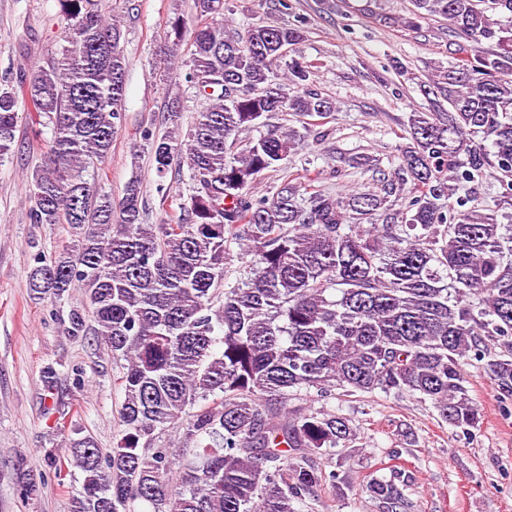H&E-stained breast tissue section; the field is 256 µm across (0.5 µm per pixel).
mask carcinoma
Listing matches in <instances>:
<instances>
[{
    "mask_svg": "<svg viewBox=\"0 0 512 512\" xmlns=\"http://www.w3.org/2000/svg\"><path fill=\"white\" fill-rule=\"evenodd\" d=\"M480 2L413 0L410 15L391 18L363 0L361 12L406 29L442 16L462 41L423 87L431 109L410 115L397 167L373 189L336 197L317 174L255 194L298 144L296 130L270 119L336 111L310 88L313 65L283 54L303 39L301 26L239 33L224 0H192L189 14L166 18L163 54L174 61L187 47L186 81L206 106L185 128L184 101L170 97L167 131H144L159 206L173 212L147 224L139 180L115 201L89 177L123 127L121 22L103 0H58L64 44L0 88V159L23 119L52 124L29 176V220L68 225L74 243L39 258L29 288L40 300L83 288L87 307L69 314L66 331L93 333L119 367L116 445L83 436L45 454L54 470L81 472L71 512H131L137 501L148 512H295L336 482L312 456L329 460L354 437L342 416L288 407L302 391L418 394L467 433L481 422L460 366L471 355L512 397V225L468 207L492 171L512 196V26ZM183 165L186 196L166 184ZM233 242L258 262L226 288ZM16 471L26 496H38L23 460ZM412 481L396 467L366 491L379 512H410L401 487Z\"/></svg>",
    "mask_w": 512,
    "mask_h": 512,
    "instance_id": "cac0c4a2",
    "label": "carcinoma"
}]
</instances>
